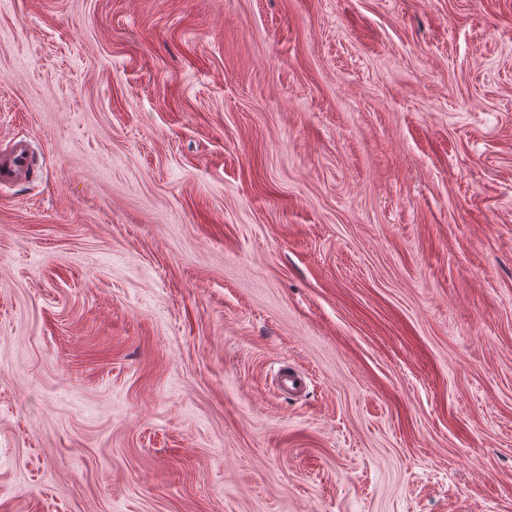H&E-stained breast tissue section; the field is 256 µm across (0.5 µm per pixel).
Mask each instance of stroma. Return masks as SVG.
<instances>
[{
	"mask_svg": "<svg viewBox=\"0 0 512 512\" xmlns=\"http://www.w3.org/2000/svg\"><path fill=\"white\" fill-rule=\"evenodd\" d=\"M15 137L0 512H512V0H0ZM30 157L31 145L24 138H13L0 149V186L27 180Z\"/></svg>",
	"mask_w": 512,
	"mask_h": 512,
	"instance_id": "1",
	"label": "stroma"
}]
</instances>
